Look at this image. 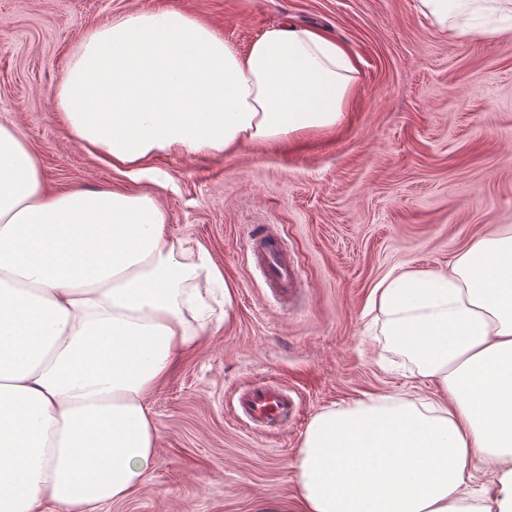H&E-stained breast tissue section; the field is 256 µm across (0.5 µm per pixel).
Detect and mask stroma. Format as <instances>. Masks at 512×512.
Returning a JSON list of instances; mask_svg holds the SVG:
<instances>
[{"label": "stroma", "instance_id": "35a3bbf8", "mask_svg": "<svg viewBox=\"0 0 512 512\" xmlns=\"http://www.w3.org/2000/svg\"><path fill=\"white\" fill-rule=\"evenodd\" d=\"M181 10L239 50L284 19L341 42L359 70L341 123L221 154L175 147L165 185L83 148L51 92L79 38L128 12ZM0 110L37 154L50 190L158 197L167 238L203 247L234 290L231 316L148 395L159 447L135 496L102 512H251L293 497L312 419L379 397L436 398L372 307L387 276L447 270L512 225V32L457 39L417 0H0ZM274 226L301 268L303 301L271 294L246 245ZM272 381L301 412L278 432L235 418L240 384Z\"/></svg>", "mask_w": 512, "mask_h": 512}]
</instances>
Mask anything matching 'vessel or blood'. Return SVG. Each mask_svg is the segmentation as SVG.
<instances>
[{"label": "vessel or blood", "mask_w": 512, "mask_h": 512, "mask_svg": "<svg viewBox=\"0 0 512 512\" xmlns=\"http://www.w3.org/2000/svg\"><path fill=\"white\" fill-rule=\"evenodd\" d=\"M247 248L275 296L290 298L299 291L300 268L279 244L277 233L251 230ZM296 408L287 390L275 383L263 382L241 388L234 410L236 416L255 431L271 432L282 427Z\"/></svg>", "instance_id": "b4317fda"}]
</instances>
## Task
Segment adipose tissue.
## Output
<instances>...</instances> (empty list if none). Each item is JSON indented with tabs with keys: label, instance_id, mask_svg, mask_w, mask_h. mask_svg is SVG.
Instances as JSON below:
<instances>
[{
	"label": "adipose tissue",
	"instance_id": "obj_1",
	"mask_svg": "<svg viewBox=\"0 0 512 512\" xmlns=\"http://www.w3.org/2000/svg\"><path fill=\"white\" fill-rule=\"evenodd\" d=\"M441 31L512 12V0H417ZM357 70L291 21L239 51L178 11H136L80 39L53 101L76 139L141 175L179 146L334 128ZM157 198L49 192L38 158L0 115V512H99L143 485L158 429L146 402L212 330L208 299L233 291L210 253L165 236ZM375 304L434 381L435 402L385 397L311 421L293 500L252 512H512V226L448 270L384 280ZM495 475L475 493L476 464Z\"/></svg>",
	"mask_w": 512,
	"mask_h": 512
}]
</instances>
